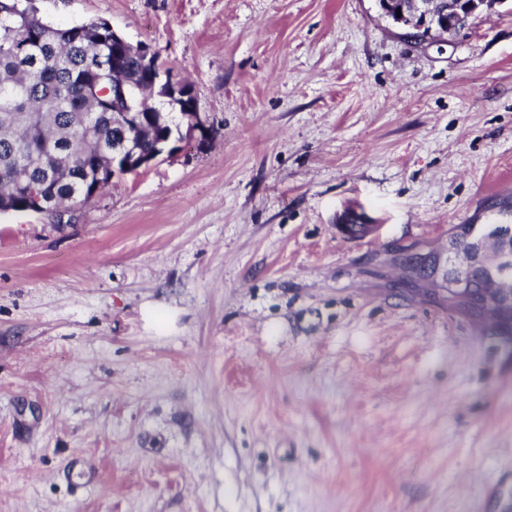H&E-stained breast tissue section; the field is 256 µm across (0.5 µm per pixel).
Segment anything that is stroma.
Wrapping results in <instances>:
<instances>
[{"label":"stroma","mask_w":512,"mask_h":512,"mask_svg":"<svg viewBox=\"0 0 512 512\" xmlns=\"http://www.w3.org/2000/svg\"><path fill=\"white\" fill-rule=\"evenodd\" d=\"M33 4L148 45L207 132L0 214V512H503L512 338L389 257L500 221L512 8L419 44L376 0Z\"/></svg>","instance_id":"stroma-1"}]
</instances>
